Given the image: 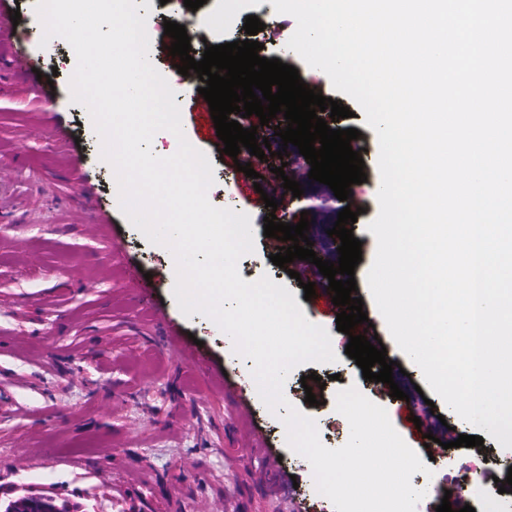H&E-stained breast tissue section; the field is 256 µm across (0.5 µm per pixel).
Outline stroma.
<instances>
[{
    "label": "stroma",
    "mask_w": 512,
    "mask_h": 512,
    "mask_svg": "<svg viewBox=\"0 0 512 512\" xmlns=\"http://www.w3.org/2000/svg\"><path fill=\"white\" fill-rule=\"evenodd\" d=\"M37 0H18L19 21L0 23V499L44 493L73 505L76 512H286L296 502L310 512L322 499L309 461L287 444L285 408L271 412L261 400L252 362L234 351L232 338L207 316H185L173 296L174 257L148 242L122 214L113 188L112 166L101 157V139L87 109L70 99L67 72L75 68L62 37L45 52L35 29ZM218 0L187 12L177 0H150L147 19L154 65L167 79L180 106L189 143L206 153L214 183L208 191L217 207L249 215L254 250L238 264L240 276H269L286 285L313 324L327 329L338 357L334 363L294 368L284 383L289 405L311 417L321 442L338 448L347 441L335 408L339 390L356 387L386 408L389 419L415 451L424 438L407 419L406 401L390 385L365 380L345 353L348 335L319 297L305 298L296 279L273 265L263 248L268 215L252 179L224 169L213 121L190 112L198 76L184 77L170 61L164 21L192 17V47L245 39L244 18L270 23L278 15L269 0L243 8L228 33L214 34L201 18ZM22 51L26 68L52 80L50 104L30 92L8 60ZM364 112L340 119L339 128L360 130L367 148L369 179L357 186L367 210L352 229L362 243L355 269L357 295L401 371L394 382L407 399L433 398L428 418L434 429H470L434 398L421 370L399 349L366 283L377 242L368 225L379 212V143ZM303 195L278 206L276 219L308 218L310 235L333 228L344 207L327 185L308 183ZM107 223H99L100 213ZM197 346H189L190 338ZM325 378L324 402L305 403L301 379ZM393 382V383H394ZM484 451L447 449L415 473V485L435 487L448 473L449 458L485 463L498 479L483 496L470 499L475 512L494 504L512 512V493L498 482L512 471V448L485 437ZM295 483L280 481V473Z\"/></svg>",
    "instance_id": "1"
}]
</instances>
